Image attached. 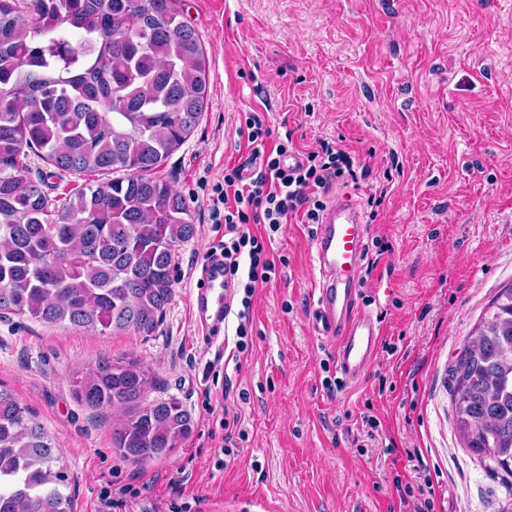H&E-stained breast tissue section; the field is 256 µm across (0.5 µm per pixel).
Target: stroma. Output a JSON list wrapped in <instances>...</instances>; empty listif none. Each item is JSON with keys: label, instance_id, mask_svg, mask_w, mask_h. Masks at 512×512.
Listing matches in <instances>:
<instances>
[{"label": "stroma", "instance_id": "obj_1", "mask_svg": "<svg viewBox=\"0 0 512 512\" xmlns=\"http://www.w3.org/2000/svg\"><path fill=\"white\" fill-rule=\"evenodd\" d=\"M209 62L208 107L153 177L184 197L194 237L173 255V295L152 333L105 335L0 316V386L30 407L68 467L74 512L131 486L112 512H512V475L486 468L456 428L448 371L512 285V0H181ZM297 149L343 139L359 174L333 182L369 214L362 307L382 338L366 377L342 382L314 335L315 227L275 236L277 276L257 289L253 336H208L191 313L217 233L211 188L251 153L244 113ZM26 162L49 199L107 181ZM376 205H368V198ZM102 358L152 371L191 429L136 464L114 447L118 412L78 400ZM335 382L327 390L326 382ZM240 434L224 441V415Z\"/></svg>", "mask_w": 512, "mask_h": 512}]
</instances>
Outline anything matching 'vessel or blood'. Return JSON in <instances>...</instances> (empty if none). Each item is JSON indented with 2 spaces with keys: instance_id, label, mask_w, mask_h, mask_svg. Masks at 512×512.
<instances>
[{
  "instance_id": "vessel-or-blood-1",
  "label": "vessel or blood",
  "mask_w": 512,
  "mask_h": 512,
  "mask_svg": "<svg viewBox=\"0 0 512 512\" xmlns=\"http://www.w3.org/2000/svg\"><path fill=\"white\" fill-rule=\"evenodd\" d=\"M368 234L369 227L358 206L338 198L323 211L313 236V259L319 273L313 329L331 343L336 363L351 384L367 374L382 337L377 317L362 309L358 301L359 271ZM230 301L222 263L214 261L191 300L196 320L208 334H219Z\"/></svg>"
}]
</instances>
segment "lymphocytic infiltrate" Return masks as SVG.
Here are the masks:
<instances>
[{
	"mask_svg": "<svg viewBox=\"0 0 512 512\" xmlns=\"http://www.w3.org/2000/svg\"><path fill=\"white\" fill-rule=\"evenodd\" d=\"M251 146L249 160L225 169L224 180L212 187L211 218L224 235L212 243L210 254L224 258V282L238 294L236 348L250 346V308L257 288L276 277V264L264 237L252 225H267L276 233L292 217L315 224L324 209L322 192L338 179L355 177L351 155L339 142L320 141L318 150L306 152L295 166H287L292 139L273 140L259 113H248L241 129Z\"/></svg>",
	"mask_w": 512,
	"mask_h": 512,
	"instance_id": "obj_1",
	"label": "lymphocytic infiltrate"
}]
</instances>
